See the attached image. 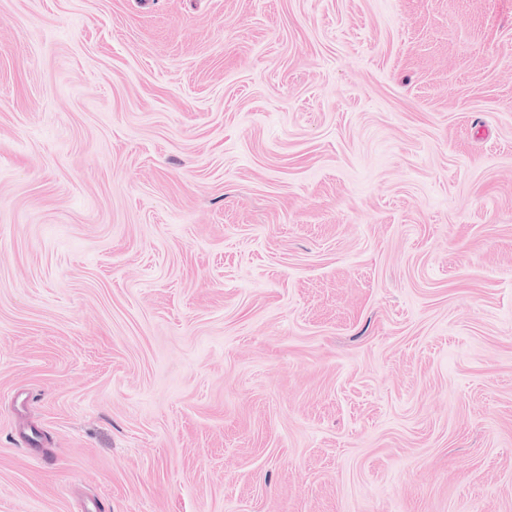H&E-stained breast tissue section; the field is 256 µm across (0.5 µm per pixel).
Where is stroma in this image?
I'll return each mask as SVG.
<instances>
[{
	"instance_id": "1",
	"label": "stroma",
	"mask_w": 512,
	"mask_h": 512,
	"mask_svg": "<svg viewBox=\"0 0 512 512\" xmlns=\"http://www.w3.org/2000/svg\"><path fill=\"white\" fill-rule=\"evenodd\" d=\"M0 512H512V0H0Z\"/></svg>"
}]
</instances>
